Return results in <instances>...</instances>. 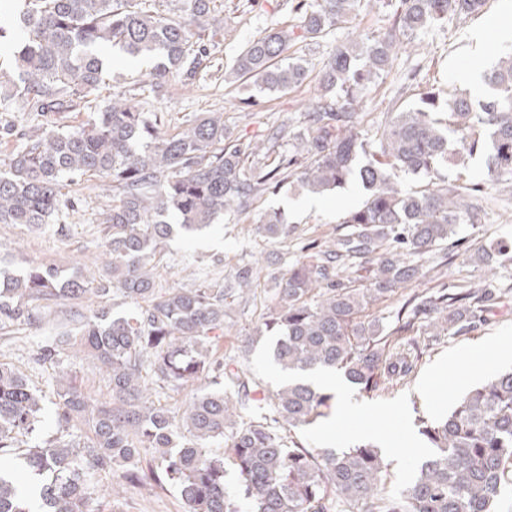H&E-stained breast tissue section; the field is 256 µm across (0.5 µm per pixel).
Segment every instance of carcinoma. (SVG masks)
I'll return each mask as SVG.
<instances>
[{"label": "carcinoma", "mask_w": 512, "mask_h": 512, "mask_svg": "<svg viewBox=\"0 0 512 512\" xmlns=\"http://www.w3.org/2000/svg\"><path fill=\"white\" fill-rule=\"evenodd\" d=\"M0 0V44L13 47L11 72L0 77V102L20 98L38 122L21 149L0 169V224L31 232L57 221L65 194L92 178L112 187L103 211L104 264L96 274L59 276L52 264L0 278V333L39 329L47 309L70 304L73 328L39 348L57 362L82 352L109 377L112 402L97 404L65 372L55 380L57 422L91 434L87 450L46 439L28 452L44 478L42 512H85L96 470L124 466L129 481L152 453L150 471L175 488L186 512H501L512 487V370L460 397L438 420L419 421L429 451L412 479L389 494V463L371 440L348 448H307L290 432L313 424L334 395L289 380L269 396L272 414L253 405L256 385L244 365L212 355L224 336L233 295L252 291L257 271L237 268L222 286L162 288L155 269L177 231L198 232L224 215L246 211L265 194L297 187L313 194L356 179L364 202L343 216L346 232L321 249L288 262L273 288L274 306L261 333L277 337L273 356L282 370L341 374L360 393L394 387L413 373L420 329L432 336L466 333L499 306L503 293L441 284L407 299L386 324L374 311L398 289L425 277L424 260L457 247L464 224H482L487 186L512 191V51L483 71L479 97L456 89L426 92L393 112L374 132L361 127L371 87L391 68L397 49L425 30L481 13L487 0H299L298 25L265 30L249 40L224 81L254 79L266 91L299 87L308 67L287 55L295 30L318 40L339 28L357 36L336 43L321 67V93L298 123L284 119L263 144L231 137L224 113L197 112L171 132L164 113L148 102L112 98L100 89L118 51L154 60V92L170 75H196L224 24L217 0ZM389 13V26L366 30L368 8ZM65 112H84L77 125ZM293 153L276 154L285 142ZM264 154L263 162L249 158ZM485 156L484 178L460 186L469 161ZM422 182L405 187L404 178ZM256 230L277 242L288 236L284 215L265 212ZM475 266L512 264V242L464 251ZM134 306L115 313L110 302ZM231 381L224 391L195 395L183 409L155 403L147 388L164 390L203 378ZM43 396L10 364L0 362V451L18 448L41 430ZM224 442V450L211 445ZM235 490L225 487L227 468ZM0 470V512H34L33 498Z\"/></svg>", "instance_id": "1"}]
</instances>
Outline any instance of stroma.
Listing matches in <instances>:
<instances>
[{"label": "stroma", "instance_id": "1", "mask_svg": "<svg viewBox=\"0 0 512 512\" xmlns=\"http://www.w3.org/2000/svg\"><path fill=\"white\" fill-rule=\"evenodd\" d=\"M283 0H224V29L217 36L211 67L200 70L192 84L183 85L181 75L169 81L167 97L158 103L170 127L180 126L187 116L197 112H220L233 137L242 142L259 139L284 115H298L302 102L315 95L319 86L318 72H310L301 88L287 92L260 91L253 83L228 84L223 71L231 67L244 44L265 29L297 23L296 15L282 5ZM500 0H489L484 15L452 22L420 34L419 47L399 52L392 67L372 88L360 115L363 127L384 121L387 113L402 110L430 90L447 89L448 85H465L468 66L477 71L490 67L503 51V44L490 48L482 59H475L471 34L482 28L487 17L499 12ZM256 97L258 105L248 107L244 98ZM107 190L102 181L85 182L69 207L62 209L57 224L37 232H29L13 224H0V267L17 271L29 265L50 263L68 277L91 265L101 251L98 224L101 204ZM365 196L355 183L324 198L321 205L303 207V195L288 191L265 195L243 214L217 219L210 228L186 235L175 233L164 247V261L156 272L163 287L180 283L184 270L223 284L235 269L253 258L265 259L255 298L247 306H233L224 328V337L214 346L219 358L243 357L251 375L259 385V397H267L284 380L272 360L275 339L257 335L268 310L273 305L271 290L287 262L299 255L311 241L324 242L343 231L341 218L347 209L359 206ZM491 215L487 223L467 226L461 232L467 246L478 248L502 239H512V196L491 188L487 191ZM275 208L288 218V237L272 243L259 235L256 226L266 209ZM424 287L441 283L478 288L482 274L463 257L440 265L438 257H430L425 265ZM65 307H58L52 322L39 331H23L0 338V361L14 365L25 373L44 395L42 437L54 436L61 441H86L82 426L60 430L53 394L58 370L68 372L73 383L92 399L111 402L112 391L106 374L96 361L86 355L62 357L59 364L35 361L38 347L68 327ZM512 338V297L490 314L485 323L462 336H419L422 355L416 370L406 384L382 394H361L346 388L345 394L367 411L366 427L383 433L390 446L385 454L390 461L385 487L393 491L413 475V464L419 453L407 439L409 427L419 417L438 418L446 415L456 400L471 388L486 382L488 373L477 363L453 365V358L478 349H493L500 339ZM95 486L86 512H185L179 495L155 478L129 482L122 468L97 471Z\"/></svg>", "mask_w": 512, "mask_h": 512}]
</instances>
